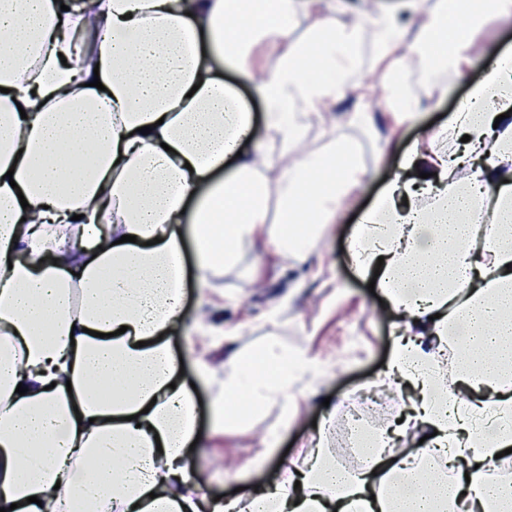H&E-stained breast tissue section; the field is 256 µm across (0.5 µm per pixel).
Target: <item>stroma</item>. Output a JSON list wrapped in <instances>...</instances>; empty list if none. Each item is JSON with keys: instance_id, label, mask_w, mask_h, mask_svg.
Listing matches in <instances>:
<instances>
[{"instance_id": "35a3bbf8", "label": "stroma", "mask_w": 512, "mask_h": 512, "mask_svg": "<svg viewBox=\"0 0 512 512\" xmlns=\"http://www.w3.org/2000/svg\"><path fill=\"white\" fill-rule=\"evenodd\" d=\"M341 23H364L359 64L365 87L379 90L376 43L368 11L400 17L408 36L417 29L403 9L404 0H342ZM478 49L465 77L446 72L432 77L417 71L408 80L419 119L400 123L384 103L337 101L328 124L352 144L363 175L339 204L335 223L326 225L302 264L283 257L279 198L270 193L268 218L261 235L240 249L233 264L216 270L205 293L186 289L183 322L194 327L191 338L169 337L183 354L184 378L195 385L197 426L205 437L189 459V476L208 496H231L238 486H275L284 466L306 467L315 446L332 449L340 412L361 388L380 386V376L403 330L378 295L356 274L349 242L360 216L398 171L401 155L415 143L437 137L447 153L459 147V133L445 123L472 84L480 81L489 59L512 48V19L493 20L472 33ZM302 350L312 370L299 383L292 403L270 402L257 414L213 429L212 405L224 385L225 365L235 355L258 351ZM277 452L265 463L257 455L267 444Z\"/></svg>"}]
</instances>
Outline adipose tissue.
Wrapping results in <instances>:
<instances>
[{
  "label": "adipose tissue",
  "mask_w": 512,
  "mask_h": 512,
  "mask_svg": "<svg viewBox=\"0 0 512 512\" xmlns=\"http://www.w3.org/2000/svg\"><path fill=\"white\" fill-rule=\"evenodd\" d=\"M61 2L0 0V512L84 501L93 512H236L234 500L207 504L189 476L194 402L166 341L187 285L208 288L267 217L269 151L239 154L252 117L219 70L264 103L281 156L276 246L301 261L361 175L335 134L296 152L336 100L360 96L359 26L338 23L333 0H93L90 16ZM410 4L414 40L391 14L373 19L392 93L414 67L468 62L477 15L512 16V0ZM301 15L313 37L293 44ZM270 38L286 44L276 65H248ZM449 123L480 149L467 177L437 156L415 181L411 149L350 244L358 274L409 330L385 375L416 391L411 409L372 443L368 466L351 472L317 449L287 483L248 493V512H512V480L484 470L512 447L511 59ZM308 368L297 353L275 366L235 357L215 422L236 419L227 404L241 383L253 414L290 398ZM486 413L502 421L490 435L477 423ZM395 436L422 444L397 461L386 450ZM88 459L99 464L92 480L80 474Z\"/></svg>",
  "instance_id": "ef3b65f1"
}]
</instances>
